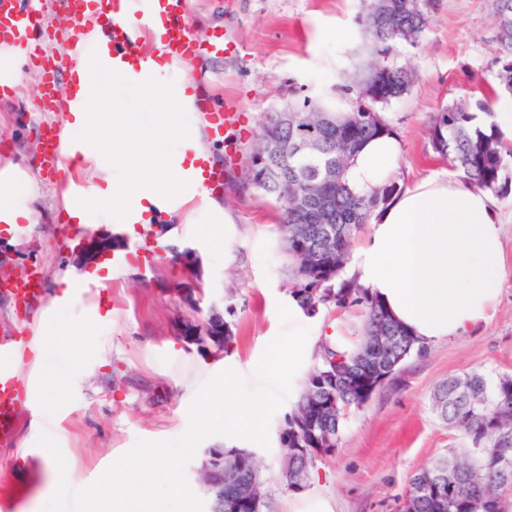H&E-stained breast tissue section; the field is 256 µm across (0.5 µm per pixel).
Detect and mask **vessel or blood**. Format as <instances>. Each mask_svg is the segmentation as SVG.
I'll return each mask as SVG.
<instances>
[{"instance_id":"1","label":"vessel or blood","mask_w":512,"mask_h":512,"mask_svg":"<svg viewBox=\"0 0 512 512\" xmlns=\"http://www.w3.org/2000/svg\"><path fill=\"white\" fill-rule=\"evenodd\" d=\"M93 21L108 39L110 58L133 66L136 72L149 71L151 52L144 38L155 30H162V43L167 57L195 59L230 55L238 50L226 32L213 29L199 36L187 7V0H64L60 18L47 20L35 7V0H0V44L30 53L32 65L42 74V102L51 104L55 94V74L59 60L46 57L41 43L50 31L78 28ZM209 122L211 140L220 142L228 130H236L240 137L250 133L249 120L239 107L227 105L213 107L210 100L201 99ZM43 150L35 159L46 175L61 180L62 148L54 126L42 128ZM202 186L214 192L222 189L226 170L223 167L198 161ZM43 281L39 273H32L8 288L7 293L20 304L39 299L43 295ZM34 345L30 333L0 336V445H9L16 433L19 417L27 405V386L30 380L19 366L21 354Z\"/></svg>"}]
</instances>
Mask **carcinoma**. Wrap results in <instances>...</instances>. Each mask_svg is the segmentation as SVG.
Wrapping results in <instances>:
<instances>
[{"label": "carcinoma", "mask_w": 512, "mask_h": 512, "mask_svg": "<svg viewBox=\"0 0 512 512\" xmlns=\"http://www.w3.org/2000/svg\"><path fill=\"white\" fill-rule=\"evenodd\" d=\"M435 0H391L383 16L365 10L361 17V37L373 59L365 74L341 87L344 94L366 96L364 102L375 116L365 112H342L325 102L305 100L290 105L293 121L282 125L269 113L262 123L254 151L264 155L266 165L277 170V182L255 185L263 195L282 205L278 230L285 241L288 290L300 307L316 312L321 307L358 308L365 322L359 345L349 351L333 350L336 356V412L316 422L315 430L338 442L346 411L365 401L359 395L369 382L394 374L412 353L426 346L397 323L383 305L354 281L340 279L350 254L356 231L371 223L375 212L400 191L391 180L370 195L355 193L346 180V171L360 146L388 128L379 110L409 92L417 73L408 63L397 62L401 45L415 47L431 21ZM497 38L493 53L501 62L499 87L512 92V0H493ZM495 91L468 94L448 104L438 113L431 127L435 151L448 160L471 187L495 194L508 193L502 173L512 159V147L499 142L493 133L474 126V111L492 113ZM306 126L321 129V151L314 155L293 154L289 139L295 129ZM307 191L309 207L297 209L293 196ZM233 331L216 317L198 329L194 344L200 350H228ZM325 360L318 358L303 382L300 399L288 417L298 423L309 420L310 397L322 388L319 377ZM439 417L461 436L460 447L444 455L448 466L437 461L414 471L409 477L403 512H505L503 492L512 488V446L499 447L503 435L512 437V377H492L469 370L450 375L433 394ZM307 431L288 432L282 444L288 467L281 472L288 489L304 486L315 470L317 457H301L295 449L307 447ZM489 449L472 456L471 445ZM218 494L229 498L254 490L262 494L257 465L237 474L217 477ZM455 489L444 498L437 485Z\"/></svg>", "instance_id": "carcinoma-1"}]
</instances>
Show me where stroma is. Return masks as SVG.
I'll return each mask as SVG.
<instances>
[{
	"label": "stroma",
	"mask_w": 512,
	"mask_h": 512,
	"mask_svg": "<svg viewBox=\"0 0 512 512\" xmlns=\"http://www.w3.org/2000/svg\"><path fill=\"white\" fill-rule=\"evenodd\" d=\"M195 28L228 30L240 46L232 60H194L189 75L218 102L232 101L248 112L253 130L286 103L322 99L339 110L350 104L339 88L357 61L363 0H189ZM497 27L490 0H439L417 47L404 48L418 79L410 92L385 111L401 142L396 181L404 187L422 179L447 176V163L432 147L430 124L452 100L474 86L497 87L493 48ZM38 73L22 68L20 87L0 95V136L9 147L1 159L28 169L42 149L40 129L55 124L57 113L40 111ZM254 139L229 134L209 144L215 162L227 163L222 200L231 223L222 225V244H213L204 224L184 216H160L151 242L161 256L149 276L137 266L113 274L112 287L92 292L78 314L89 317L100 303L111 306L106 324L89 322L79 339V357L49 349L35 361L32 389L53 376L72 380L47 414L30 409L22 416L16 443L0 447V504L5 512H42L58 484L36 440L49 432L66 460L67 483L90 487L137 441L182 437L189 411L203 386L231 370L248 392L265 389L254 372L273 344L287 341V277L283 240L274 201L249 185L247 164ZM60 186L42 181L40 224L9 237L0 234V261L16 272L40 268L45 294L33 308L15 307L0 293V336L37 324L51 307L66 270L79 260L72 239L57 229ZM504 224L503 282L498 301L485 321L466 333L427 345L395 370L387 385L362 407L351 409L337 448L317 461L306 487L289 490L281 477L279 431L298 401L290 392L272 416L268 445L234 437L233 445L254 452L264 482L265 512H296L304 497L320 495L337 512H402L408 476L421 465L460 444L431 406L434 387L448 375L477 369L491 376H512V194L496 197ZM196 254L193 266L172 260L170 247ZM220 314L232 328L228 351L200 352L184 342L190 328ZM339 324L356 344L362 317L356 309H320L303 330L320 339L328 325Z\"/></svg>",
	"instance_id": "35a3bbf8"
}]
</instances>
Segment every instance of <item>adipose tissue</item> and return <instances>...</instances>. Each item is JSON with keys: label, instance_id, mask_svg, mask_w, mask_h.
I'll list each match as a JSON object with an SVG mask.
<instances>
[{"label": "adipose tissue", "instance_id": "obj_1", "mask_svg": "<svg viewBox=\"0 0 512 512\" xmlns=\"http://www.w3.org/2000/svg\"><path fill=\"white\" fill-rule=\"evenodd\" d=\"M70 86L63 98V144L80 141L85 160L95 162L98 181L84 189L83 206L63 195L62 206L75 236L99 224H150L160 214H204L210 224L230 223L218 197L202 196L192 178L194 163L206 157L205 123L187 78L188 62L158 60L147 78L130 67L112 72L113 94L99 95L86 72L90 61L108 55L98 31L80 34ZM147 92L142 108L153 111V126L142 108L129 106L121 87ZM401 153L394 132L366 141L347 172L350 186L368 194L394 177ZM41 192L33 173L9 165L0 169V227L13 233L39 223ZM502 222L490 193L461 181L431 177L407 187L378 209L370 231L345 268L348 278L368 288L394 320L429 344L461 335L484 320L500 291ZM52 312L37 333L58 348L72 349L83 323L70 313L85 284L112 286L107 252L67 271Z\"/></svg>", "mask_w": 512, "mask_h": 512}]
</instances>
